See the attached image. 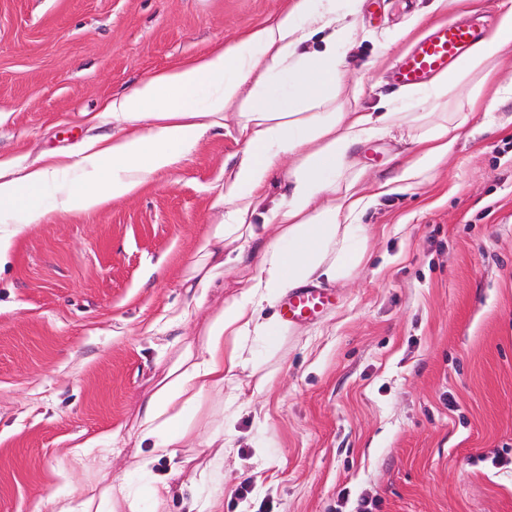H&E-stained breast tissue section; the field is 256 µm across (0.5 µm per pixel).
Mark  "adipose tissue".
<instances>
[{
  "label": "adipose tissue",
  "instance_id": "adipose-tissue-1",
  "mask_svg": "<svg viewBox=\"0 0 512 512\" xmlns=\"http://www.w3.org/2000/svg\"><path fill=\"white\" fill-rule=\"evenodd\" d=\"M360 0H293L272 22L242 34L232 45L155 72L106 104L122 119V136L79 153L77 165L103 171L93 184L63 189L58 207L91 210L130 195L151 175L173 166L225 110L238 104L236 127L246 147L224 172V220L210 225L200 246L205 264L196 285L210 287L219 270L243 264V244H256L255 272L210 319L199 345H186L141 411L135 431L150 459L176 455L203 396L223 390L244 367L246 342L271 335L265 311L294 288L347 280L364 259L362 215L382 197L427 181L454 155L477 112V102L501 52L512 45V0H503L487 37L440 77L421 99L425 109L379 103L351 110L339 99L346 79L345 50L354 35L348 16ZM249 96H242L244 85ZM408 129L414 148L395 180L363 191L351 152L372 138ZM13 169L0 162V260L16 237L37 220L25 196L62 168ZM279 186L271 195V186ZM275 228L273 239L263 236Z\"/></svg>",
  "mask_w": 512,
  "mask_h": 512
}]
</instances>
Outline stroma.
Listing matches in <instances>:
<instances>
[{
    "mask_svg": "<svg viewBox=\"0 0 512 512\" xmlns=\"http://www.w3.org/2000/svg\"><path fill=\"white\" fill-rule=\"evenodd\" d=\"M361 0L341 97L356 81L410 105L391 71L454 17L491 29L502 0ZM291 0H0V160L73 153L124 124L103 104L154 71L232 43ZM512 47L482 96L473 137L425 183L362 218L367 253L322 317L248 342L255 370L204 396L176 458L135 467L139 412L181 349L240 290L228 271L187 281L224 220V170L245 148L233 116L137 192L55 210L64 168L27 195L37 222L0 264V512H51L52 496L108 473L141 512H512ZM400 133L353 154L363 186L395 178ZM272 376L260 396L257 375ZM242 411L228 419L229 399ZM225 449L205 447L213 433ZM87 444L75 459L76 444ZM179 469L153 510L147 489ZM250 485L247 499L237 491Z\"/></svg>",
    "mask_w": 512,
    "mask_h": 512,
    "instance_id": "1",
    "label": "stroma"
}]
</instances>
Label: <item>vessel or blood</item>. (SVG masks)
I'll use <instances>...</instances> for the list:
<instances>
[{"label":"vessel or blood","instance_id":"obj_1","mask_svg":"<svg viewBox=\"0 0 512 512\" xmlns=\"http://www.w3.org/2000/svg\"><path fill=\"white\" fill-rule=\"evenodd\" d=\"M482 38L483 30L474 22L451 19L434 26L404 52L392 75L394 84L413 88L450 72L456 60ZM328 302L321 289H295L282 303L281 320L288 325L297 324L321 313Z\"/></svg>","mask_w":512,"mask_h":512}]
</instances>
